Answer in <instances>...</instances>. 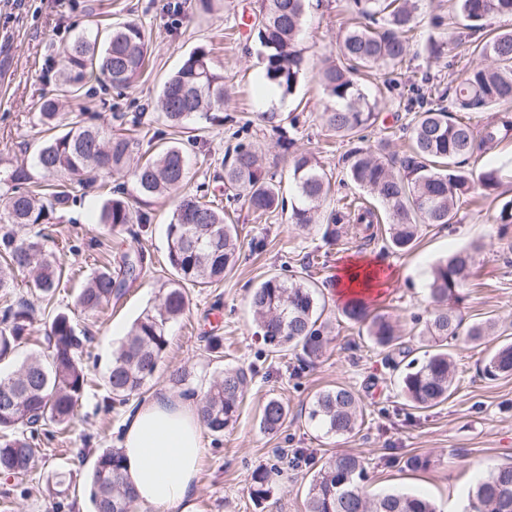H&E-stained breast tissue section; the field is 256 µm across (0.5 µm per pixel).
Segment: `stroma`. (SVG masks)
Here are the masks:
<instances>
[{
    "instance_id": "obj_1",
    "label": "stroma",
    "mask_w": 512,
    "mask_h": 512,
    "mask_svg": "<svg viewBox=\"0 0 512 512\" xmlns=\"http://www.w3.org/2000/svg\"><path fill=\"white\" fill-rule=\"evenodd\" d=\"M173 0H0V168L32 160L38 134L34 127L35 103L55 92L63 49L91 25L132 21L150 35L149 65L138 82L123 94L93 81L79 110L108 122L112 113L140 111L154 105L164 81L192 50L210 48L216 69L224 75V121L202 123L196 144L188 149L192 185L219 189L224 161L237 142V132L261 152L266 167L287 179L288 153L278 136L260 123L256 115L266 104L258 92L261 64L258 46L239 31L241 15L253 12L258 0H183L181 13H172ZM348 15L344 0H321L310 8L302 46L310 75L288 97V113L300 123L290 135L295 146L315 154L331 177V192L324 211L355 199L375 206L372 195L352 184L344 171V158L352 147L348 138L336 135L324 120L329 99L315 74L326 59H337L336 38ZM428 32L418 28L410 42L408 75L422 78L431 73L440 92H448L468 60L465 46L449 43L452 64L447 68L428 64L424 44ZM409 115L397 101L381 105L377 123L369 132L370 145L386 142L387 151L401 157L408 145L405 127ZM102 198L88 194L81 205L57 212L58 250L64 263L81 262L84 273L96 270L103 256L145 249L152 264L149 271L128 289L119 303L94 317H79L93 340L87 347V364L94 384L65 439L45 440L34 471L25 482L0 476V512H46L48 501L41 492L51 469L66 466L87 476L98 452L119 447L129 407L99 412L100 386L113 349L144 309L159 302L160 287L174 272L167 259L165 226L174 202L170 199L141 203L153 222L138 238L114 237L99 223ZM229 223L238 226L245 241L239 262L223 282L208 288L189 289V307L173 327L165 361L146 393L159 390L181 398L171 386V369L188 366L195 374L193 385L206 390L213 375L227 367H240L249 374L240 415L223 436L205 435L197 480L195 512H307L310 480L308 467L288 466L281 450L303 449L318 460L341 452L362 457L368 479L365 490L375 498L392 491L432 498L440 512H456L466 501L467 491L478 477L497 466L512 462V377L485 379L480 371L488 352L501 341V333L512 335V233L498 234V205L475 191L458 204V222L452 229L424 226L413 249L395 254L385 250V224L373 227L370 239L357 238L333 245L319 228L300 232L285 216L260 220L239 202L226 206ZM102 245L88 248L91 237ZM473 242L486 249L475 258L462 289L458 309L466 321L492 317L496 335L477 343L455 347L456 390L439 406L415 410L406 406L398 385V373L385 352L374 347L359 328L343 314L333 280L341 257L351 254L381 258L395 271L376 304L379 311L396 321L404 340L416 345V317L431 313L434 305L428 283L437 261ZM82 248L69 253V245ZM307 270L326 301L325 315L333 332L324 355L308 362L300 351L286 355L269 353L255 334L248 305L250 289L271 275ZM224 338L222 358L206 350L211 334ZM342 384L353 389L365 408L360 433L349 438H329L308 419L315 394ZM271 396L288 406V418L274 434L259 428V413ZM428 459L427 468L411 471L405 461L411 456ZM278 468L277 486L271 499L257 504L249 496L252 474L260 468Z\"/></svg>"
}]
</instances>
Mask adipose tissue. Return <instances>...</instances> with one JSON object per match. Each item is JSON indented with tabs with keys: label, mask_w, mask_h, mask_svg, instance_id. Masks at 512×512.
<instances>
[{
	"label": "adipose tissue",
	"mask_w": 512,
	"mask_h": 512,
	"mask_svg": "<svg viewBox=\"0 0 512 512\" xmlns=\"http://www.w3.org/2000/svg\"><path fill=\"white\" fill-rule=\"evenodd\" d=\"M383 269L377 259H341L334 279L339 300L358 294L378 297ZM204 431L193 401L161 392L140 402L125 421L121 443L124 480L139 504L153 512H193Z\"/></svg>",
	"instance_id": "1"
}]
</instances>
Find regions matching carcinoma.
Segmentation results:
<instances>
[{"label": "carcinoma", "mask_w": 512, "mask_h": 512, "mask_svg": "<svg viewBox=\"0 0 512 512\" xmlns=\"http://www.w3.org/2000/svg\"><path fill=\"white\" fill-rule=\"evenodd\" d=\"M308 0H261V9L250 27L263 49L262 83L281 97L293 95L308 70L299 38L306 19ZM351 23L340 36V62L323 67L319 82L331 105L324 113L326 125L342 137L365 140L380 114L381 102L394 96L404 99L409 123L410 150L397 160L384 155L385 143L377 148L358 146L346 156L350 182L381 200L388 215L385 248L407 252L426 224L447 227L456 223L457 200L470 192L472 173L461 163L475 151L490 148L512 136V113L496 112L481 127L454 119L450 108L479 112L512 101V30H499L493 21L512 18V0H454L453 11L434 14L426 52L430 62L447 61L452 30L460 44L477 32L489 29V37L469 47V64L453 88L451 105L445 97L429 91L431 76L418 82L404 78L402 66L409 52V34L420 20L414 0H347ZM150 48L145 29L132 22L92 28L80 34L63 51L60 98L79 100L87 80L97 79L118 90L131 88L141 77ZM383 68L387 78L374 92L359 83L362 70ZM224 75L212 65L211 51L198 47L185 56L164 83L155 103L158 118L168 129H187L197 118L212 122L224 117ZM38 125L51 136L40 142L30 165L22 163L0 170V183L7 186L0 199V223L12 230L0 235V290L14 287L17 276L32 274V288L41 300L54 298L63 276L57 253L47 248L55 240L53 215L69 209L87 196L92 172L130 176L136 193L147 198L178 196L165 234L168 261L175 278L165 283L158 306L144 311L130 326L112 354L103 379V408L110 412L125 406L151 381L170 344V329L189 305L187 286L207 288L224 279L241 252L238 226L224 222V207L204 195L179 194L191 180L182 143L165 142L145 158L141 140L127 128L123 112L112 113L107 126L86 125L79 116L60 111L59 98L38 102ZM291 150L290 178L293 198L285 208L281 182L263 166L258 150L238 143L232 161L224 165L226 199L241 201L258 218L288 213V224L304 230L312 224L324 227L323 235L336 242L358 226L379 223L370 208L332 210L321 216L320 208L331 182L309 151L293 149L294 139L280 135ZM486 197H499L501 169L490 168L478 176ZM100 223L114 234L139 235L151 223L149 213L133 207L122 186L110 189L101 206ZM486 249L475 242L439 261L428 290L434 311L418 334L423 359H408L413 349L406 345L396 326L385 315L369 309L362 297L350 299L346 318L365 328L368 340L387 351V359L399 370L398 387L408 406L424 410L446 402L454 391L455 369L449 344L466 336L479 342L493 334L494 319L465 323L456 311L460 289L470 274L473 255ZM148 266L143 251L124 253L117 263L108 259L86 278L75 305L87 315L103 311L125 295L129 283ZM253 321L269 352L281 354L299 349L309 360L320 358L331 333L324 317L317 285L293 274L272 275L250 297ZM35 306L21 300L5 307L0 318V361L21 345L35 339L47 343V352L27 356L20 366L0 375V474L23 478L30 475L40 435L55 437L72 423L77 408L92 387L83 362V349L90 341L72 316L63 310L47 314L43 337H35ZM482 374L495 380L512 375V342L492 349ZM247 372L226 368L198 402L206 429L214 436L235 423L239 416ZM364 407L358 395L336 385L318 392L308 419L325 436L345 438L360 432ZM288 419V406L272 396L263 404L260 430L275 433ZM298 462L312 469L308 489V512H437L425 496L391 492L369 499L361 483L366 478L364 462L357 456L336 454L321 464L299 450ZM279 471L261 469L250 485L255 501L269 497ZM55 509L76 491L72 471H55L46 479ZM93 512H130L135 494L123 480V456L118 448L100 451L88 477ZM471 512H512V463L501 465L480 478L467 491Z\"/></svg>", "instance_id": "obj_1"}]
</instances>
